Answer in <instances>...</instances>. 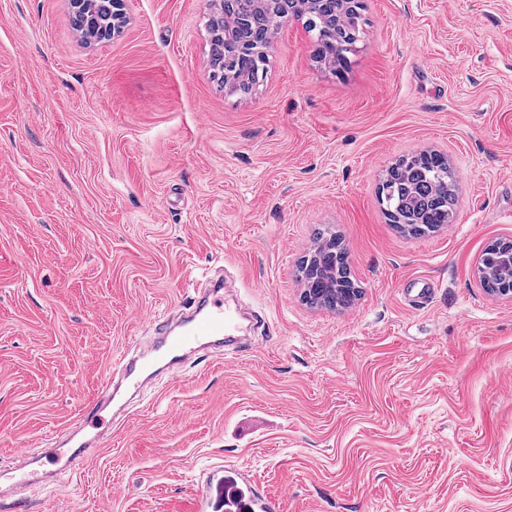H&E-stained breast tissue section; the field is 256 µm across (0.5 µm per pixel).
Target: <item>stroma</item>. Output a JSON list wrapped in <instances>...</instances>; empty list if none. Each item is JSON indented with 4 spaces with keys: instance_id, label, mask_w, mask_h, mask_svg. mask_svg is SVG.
<instances>
[{
    "instance_id": "35a3bbf8",
    "label": "stroma",
    "mask_w": 512,
    "mask_h": 512,
    "mask_svg": "<svg viewBox=\"0 0 512 512\" xmlns=\"http://www.w3.org/2000/svg\"><path fill=\"white\" fill-rule=\"evenodd\" d=\"M364 3L346 67L292 21L243 93L214 75L212 0H125L91 43L70 0H0V483L207 267L272 325L160 376L28 512H214L240 472L278 512H512V301L476 277L512 241V0ZM425 150L456 219L405 237L377 188ZM327 228L361 290L342 311L296 278Z\"/></svg>"
}]
</instances>
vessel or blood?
Listing matches in <instances>:
<instances>
[{"instance_id": "obj_1", "label": "vessel or blood", "mask_w": 512, "mask_h": 512, "mask_svg": "<svg viewBox=\"0 0 512 512\" xmlns=\"http://www.w3.org/2000/svg\"><path fill=\"white\" fill-rule=\"evenodd\" d=\"M147 321L151 336L119 357L101 399L81 414L79 427L69 433L63 447L19 451L12 470L14 486L55 487L59 473L87 468L111 440L112 413L123 410L129 393L143 390L157 374L198 353L221 351L224 344L235 341L238 331V312L225 305L220 280L194 299L181 323L156 315Z\"/></svg>"}]
</instances>
